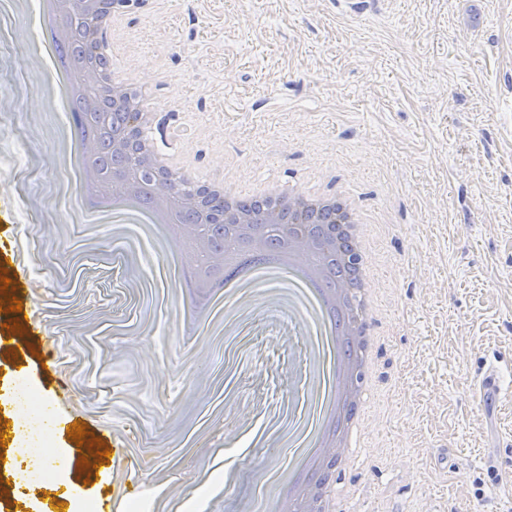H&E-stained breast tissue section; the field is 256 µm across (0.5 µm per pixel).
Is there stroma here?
<instances>
[{"label":"stroma","mask_w":512,"mask_h":512,"mask_svg":"<svg viewBox=\"0 0 512 512\" xmlns=\"http://www.w3.org/2000/svg\"><path fill=\"white\" fill-rule=\"evenodd\" d=\"M36 0H0V274L21 301L0 338V512H252L278 467L298 386L295 327L255 296L225 338L218 303L154 269L59 179L60 121L40 59L13 43ZM117 36L133 81L187 99L171 120L201 173L348 189L373 222L385 341L371 445L346 477L348 512H512V396L479 400L512 365V0H141ZM93 474L29 482L59 448ZM456 459L445 468V456ZM230 483L226 496L214 485Z\"/></svg>","instance_id":"35a3bbf8"}]
</instances>
